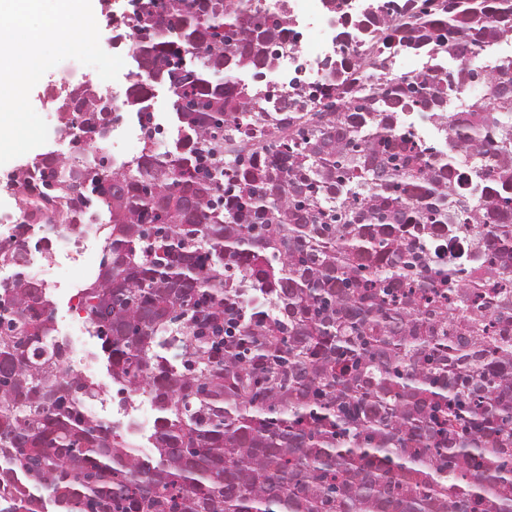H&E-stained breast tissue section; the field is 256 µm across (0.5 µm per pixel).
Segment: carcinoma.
<instances>
[{"label":"carcinoma","instance_id":"1","mask_svg":"<svg viewBox=\"0 0 512 512\" xmlns=\"http://www.w3.org/2000/svg\"><path fill=\"white\" fill-rule=\"evenodd\" d=\"M130 2L124 109L150 121L173 84L191 139L85 159L112 108L87 84L58 107L76 155L17 184L56 186L51 231L94 183L108 234L83 311L121 392L153 401L154 456L86 413L100 388L19 274L0 281V512H512V57L469 63L512 43V0H331L324 84L289 78L273 112L237 73L272 79L287 0ZM350 27L375 34L362 55ZM395 42L453 68L395 72ZM254 119L272 133L250 145Z\"/></svg>","mask_w":512,"mask_h":512}]
</instances>
